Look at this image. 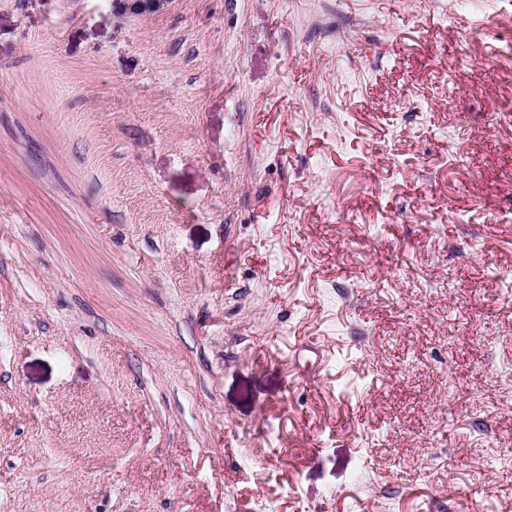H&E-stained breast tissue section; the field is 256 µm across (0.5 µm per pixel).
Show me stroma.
<instances>
[{"label": "stroma", "mask_w": 512, "mask_h": 512, "mask_svg": "<svg viewBox=\"0 0 512 512\" xmlns=\"http://www.w3.org/2000/svg\"><path fill=\"white\" fill-rule=\"evenodd\" d=\"M512 0H0V512H512ZM112 14L117 18L128 15L145 16L164 10L170 0H111Z\"/></svg>", "instance_id": "stroma-1"}]
</instances>
